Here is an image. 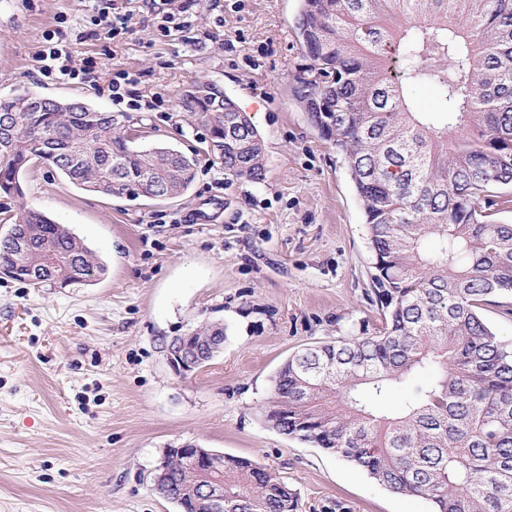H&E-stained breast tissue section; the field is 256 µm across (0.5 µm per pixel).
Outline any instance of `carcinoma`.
Returning a JSON list of instances; mask_svg holds the SVG:
<instances>
[{"label": "carcinoma", "mask_w": 512, "mask_h": 512, "mask_svg": "<svg viewBox=\"0 0 512 512\" xmlns=\"http://www.w3.org/2000/svg\"><path fill=\"white\" fill-rule=\"evenodd\" d=\"M307 63L294 93L339 152L364 206L381 327L291 356L265 421L365 471L433 512H512V349L480 316L512 294V225L483 204L512 185V0H301ZM418 86L438 94L420 109ZM180 106L206 128L229 175L264 179V141L213 83ZM121 114L33 92L0 99V194L17 199L0 235V278L91 285L97 256L24 201L41 164L75 187L136 200L173 199L196 155L141 147ZM224 512H298L296 495L250 460L224 457ZM198 479L168 462L159 493L181 512Z\"/></svg>", "instance_id": "cac0c4a2"}]
</instances>
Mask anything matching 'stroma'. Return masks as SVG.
I'll return each mask as SVG.
<instances>
[{
  "label": "stroma",
  "mask_w": 512,
  "mask_h": 512,
  "mask_svg": "<svg viewBox=\"0 0 512 512\" xmlns=\"http://www.w3.org/2000/svg\"><path fill=\"white\" fill-rule=\"evenodd\" d=\"M212 3L197 0L192 26L171 36L141 12L112 37L93 32L112 0H0V96L28 90L110 112L108 84L125 70L133 92L163 100L128 111L130 124L197 156L194 182L164 201L90 194L44 166L25 173L27 201L107 271L81 288L0 279V512H179L152 477L165 448L184 442L269 468L299 512H432L263 417L289 356L373 332L374 257L348 168L294 94L301 0ZM53 32L75 60L103 62L95 83L40 72ZM200 81L257 127L263 181L232 177L205 153V130L178 106ZM207 320L223 323V350L175 374L169 342Z\"/></svg>",
  "instance_id": "35a3bbf8"
}]
</instances>
